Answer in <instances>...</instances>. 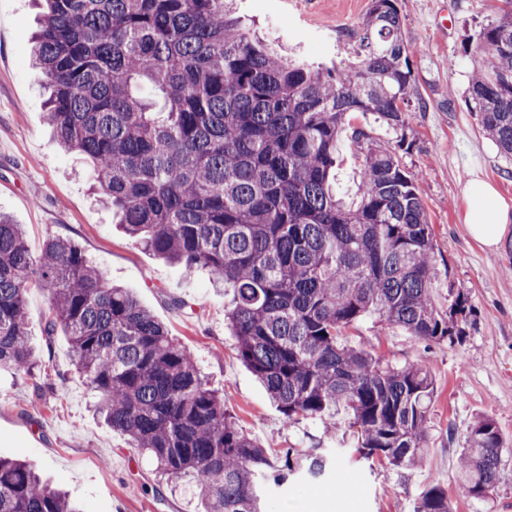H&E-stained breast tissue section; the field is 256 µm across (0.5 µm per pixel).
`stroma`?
Instances as JSON below:
<instances>
[{
    "instance_id": "stroma-1",
    "label": "stroma",
    "mask_w": 512,
    "mask_h": 512,
    "mask_svg": "<svg viewBox=\"0 0 512 512\" xmlns=\"http://www.w3.org/2000/svg\"><path fill=\"white\" fill-rule=\"evenodd\" d=\"M233 6L259 36L332 67L356 63L369 0H234ZM504 6V0H398L404 35L417 48L406 111L412 145L399 157L422 173L419 194L436 244L435 303L447 308L454 289L472 309L453 345L424 346L375 315L345 333L350 344L390 363L422 364L435 383L426 461L395 470L359 459L345 409H338L330 433L306 420L285 424L224 326L231 294L212 288L205 274L183 276L114 223L89 190L85 163L59 147L46 123L40 78L29 66L34 0H0V211L24 226L32 251L50 234L70 239L111 283L129 288L193 352L225 407L270 453L326 448L334 461L327 478L275 490L272 512H412L416 495L431 483L447 489L453 512H512V239L496 250L473 239L464 200L467 183L481 179L512 208V160L482 133L464 98L469 39ZM359 163L349 134H342L332 187L345 200L356 197ZM48 315L47 291L31 288L26 316L42 367L32 375L0 370V457L26 460L85 512H204L192 482L175 490L159 485L152 465L95 415L64 332L50 341L42 334ZM481 414L494 418L508 447L502 479L484 502L458 481L460 450Z\"/></svg>"
}]
</instances>
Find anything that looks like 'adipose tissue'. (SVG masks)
Returning a JSON list of instances; mask_svg holds the SVG:
<instances>
[{
    "label": "adipose tissue",
    "mask_w": 512,
    "mask_h": 512,
    "mask_svg": "<svg viewBox=\"0 0 512 512\" xmlns=\"http://www.w3.org/2000/svg\"><path fill=\"white\" fill-rule=\"evenodd\" d=\"M470 234L487 248L495 249L512 233V209L501 204L494 187L481 180L465 188Z\"/></svg>",
    "instance_id": "1"
}]
</instances>
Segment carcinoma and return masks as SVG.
<instances>
[{"instance_id":"cac0c4a2","label":"carcinoma","mask_w":512,"mask_h":512,"mask_svg":"<svg viewBox=\"0 0 512 512\" xmlns=\"http://www.w3.org/2000/svg\"><path fill=\"white\" fill-rule=\"evenodd\" d=\"M231 0H41L31 67L48 91L46 121L84 156L101 202L135 243L232 290L224 323L237 355L285 422L336 424L352 413L363 458L421 465L434 382L419 363L394 367L343 343L377 314L425 342L461 341L467 299H432L431 224L420 174L352 129L361 164L356 202L330 188L338 137L371 114L409 144L411 56L396 0H371L359 65L313 67L254 39ZM471 41L466 102L512 157V0ZM150 85L157 99L137 95ZM48 290L47 340L68 339L97 412L150 460L160 484L190 477L206 512H264L262 490L296 475L321 479L324 450L279 457L249 437L202 377L194 354L112 285L72 241L33 255L22 225L0 213V368L36 365L26 293ZM460 453L466 492L486 501L504 449L495 420L477 417ZM0 512H83L29 465L0 458ZM414 512H452L437 484Z\"/></svg>"}]
</instances>
